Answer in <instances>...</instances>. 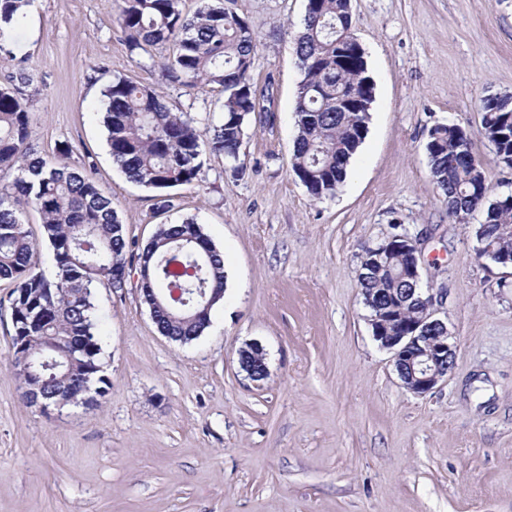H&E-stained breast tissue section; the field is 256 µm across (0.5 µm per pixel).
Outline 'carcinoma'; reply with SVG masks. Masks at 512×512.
Here are the masks:
<instances>
[{
  "instance_id": "1",
  "label": "carcinoma",
  "mask_w": 512,
  "mask_h": 512,
  "mask_svg": "<svg viewBox=\"0 0 512 512\" xmlns=\"http://www.w3.org/2000/svg\"><path fill=\"white\" fill-rule=\"evenodd\" d=\"M189 14L181 0H119L117 21L130 52L168 42L175 52L160 63L165 79L190 88L224 92L220 123L205 130L186 112H174L163 93L117 76L104 92L103 125L113 162L135 183L158 190L205 181L202 148L221 153L237 173L249 114L263 112L251 69L259 39L248 20L220 0H200ZM30 0H0V24L18 22ZM350 0H307L295 54L303 78L295 104L297 134L292 169L310 196H333L368 130L373 84L363 52L353 47ZM22 66L0 85V281L12 285L14 324L10 365L23 396L65 406L111 382L101 375L95 289L114 288L138 265L145 303L159 332L188 343L207 328L212 307L223 299L224 260L194 220L163 224L136 254L129 251L112 195L92 169L38 156L31 148L30 112L22 104L29 86ZM484 135L498 160L512 167V96L479 101ZM426 152L448 216L464 221L476 211L478 254L498 261L512 255V195L490 201L483 164L459 124L428 130ZM33 207L53 252L55 271L39 270L37 248L22 220ZM391 252L362 272L360 285L370 316L391 327L421 316L423 304L407 298L414 281L406 240L392 235ZM78 358L68 365L66 353Z\"/></svg>"
}]
</instances>
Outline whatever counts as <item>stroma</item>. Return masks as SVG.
<instances>
[{"mask_svg": "<svg viewBox=\"0 0 512 512\" xmlns=\"http://www.w3.org/2000/svg\"><path fill=\"white\" fill-rule=\"evenodd\" d=\"M259 36L252 76L271 89L249 116L242 172L204 151V186L157 190L113 164L101 123L113 75L164 92L198 127L217 124L219 87L166 82L173 45L131 54L118 0H31L0 47V84L31 83L30 142L93 162L133 249L193 219L223 252L224 299L188 344L162 336L139 292L98 288L99 404L41 412L9 367L8 282H0V512H512V268L477 255L482 214L449 218L425 144L437 123L465 127L490 199L512 168L483 135L479 100L512 95V0H351L374 83L368 132L335 197L311 199L292 171L302 74L294 50L306 0H224ZM424 238V287L444 290L458 345L436 388L406 390L375 341L359 272L393 229ZM260 343L255 382L238 350Z\"/></svg>", "mask_w": 512, "mask_h": 512, "instance_id": "obj_1", "label": "stroma"}]
</instances>
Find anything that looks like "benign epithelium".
<instances>
[{
    "label": "benign epithelium",
    "instance_id": "obj_1",
    "mask_svg": "<svg viewBox=\"0 0 512 512\" xmlns=\"http://www.w3.org/2000/svg\"><path fill=\"white\" fill-rule=\"evenodd\" d=\"M426 310L423 319L416 324H402L388 336H380L381 347L392 352V360L397 368L403 386L417 395H424L448 377L455 366L457 344L445 323L442 314V293L430 288L419 289ZM265 355L262 346L256 342L246 345L238 352L240 366L248 377L257 382L266 378L267 365L257 374L243 359L260 358Z\"/></svg>",
    "mask_w": 512,
    "mask_h": 512
}]
</instances>
